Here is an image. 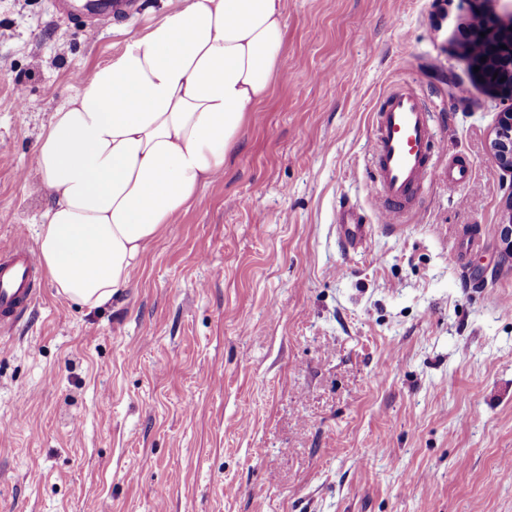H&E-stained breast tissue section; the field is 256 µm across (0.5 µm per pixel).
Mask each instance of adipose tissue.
Here are the masks:
<instances>
[{
  "mask_svg": "<svg viewBox=\"0 0 512 512\" xmlns=\"http://www.w3.org/2000/svg\"><path fill=\"white\" fill-rule=\"evenodd\" d=\"M287 0H181L53 112L36 148L38 239L57 293L90 309L224 171L284 60Z\"/></svg>",
  "mask_w": 512,
  "mask_h": 512,
  "instance_id": "1",
  "label": "adipose tissue"
}]
</instances>
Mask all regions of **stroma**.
<instances>
[{
  "label": "stroma",
  "instance_id": "stroma-1",
  "mask_svg": "<svg viewBox=\"0 0 512 512\" xmlns=\"http://www.w3.org/2000/svg\"><path fill=\"white\" fill-rule=\"evenodd\" d=\"M140 4L90 38L49 0H0V246H37L52 112L180 0ZM287 4L271 95L127 288L90 311L42 279L0 336V512H512V179L487 155L512 98L462 54L512 0ZM402 83L473 174L391 226L372 117ZM336 224H340V230L349 246L356 247L365 243L369 228L358 207L354 205L341 206L336 215Z\"/></svg>",
  "mask_w": 512,
  "mask_h": 512
}]
</instances>
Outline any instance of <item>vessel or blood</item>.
<instances>
[{"instance_id": "vessel-or-blood-1", "label": "vessel or blood", "mask_w": 512, "mask_h": 512, "mask_svg": "<svg viewBox=\"0 0 512 512\" xmlns=\"http://www.w3.org/2000/svg\"><path fill=\"white\" fill-rule=\"evenodd\" d=\"M138 9V0H53L54 17L81 20L89 36ZM373 129L375 178L370 194L384 223H401L427 183L442 181L455 187L469 181L472 167L465 161L438 164L434 114L411 84L394 86L386 94L374 115ZM336 222L349 246L365 243L369 228L358 207L341 206ZM35 266L33 253L23 243L0 247V331L15 326L36 302L40 290Z\"/></svg>"}]
</instances>
